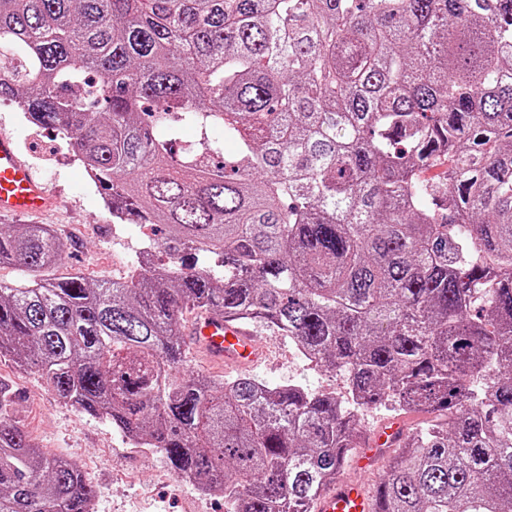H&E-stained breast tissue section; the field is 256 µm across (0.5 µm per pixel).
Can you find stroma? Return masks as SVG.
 I'll use <instances>...</instances> for the list:
<instances>
[{"label":"stroma","instance_id":"1","mask_svg":"<svg viewBox=\"0 0 512 512\" xmlns=\"http://www.w3.org/2000/svg\"><path fill=\"white\" fill-rule=\"evenodd\" d=\"M12 134L24 158L47 185L61 196L43 224L63 230V259L57 274L78 270L91 280L126 274V257L139 253L143 230L136 224L114 229L112 217L94 188L82 182L83 171L53 131L22 127L16 112L0 104V133ZM270 356L252 374L272 385L298 383L314 392L346 399L341 375L300 358L287 338L257 327ZM0 378L17 391L15 414L41 448L52 455L76 458L98 486L96 512H225L224 500L201 494L177 477L166 455L154 448L136 447L102 420L75 411L57 399L33 373L0 360Z\"/></svg>","mask_w":512,"mask_h":512}]
</instances>
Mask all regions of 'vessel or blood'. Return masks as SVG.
Returning a JSON list of instances; mask_svg holds the SVG:
<instances>
[{
    "instance_id": "1",
    "label": "vessel or blood",
    "mask_w": 512,
    "mask_h": 512,
    "mask_svg": "<svg viewBox=\"0 0 512 512\" xmlns=\"http://www.w3.org/2000/svg\"><path fill=\"white\" fill-rule=\"evenodd\" d=\"M54 203L47 185L23 158L14 136L0 134V220L33 217ZM187 343L210 364L218 367L251 369L267 356L254 332L225 318L201 315L184 330ZM400 424L376 428L368 438L359 460L370 463L395 445ZM375 496L364 487L339 479L319 497L317 512H374Z\"/></svg>"
}]
</instances>
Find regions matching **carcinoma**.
<instances>
[{"label":"carcinoma","mask_w":512,"mask_h":512,"mask_svg":"<svg viewBox=\"0 0 512 512\" xmlns=\"http://www.w3.org/2000/svg\"><path fill=\"white\" fill-rule=\"evenodd\" d=\"M0 102L151 227L93 283L50 277L51 225H1L27 278L0 358L227 512H310L373 406L433 416L379 512H512V0H0ZM186 313L287 337L347 401L185 372ZM15 401L0 381V512H93Z\"/></svg>","instance_id":"1"}]
</instances>
